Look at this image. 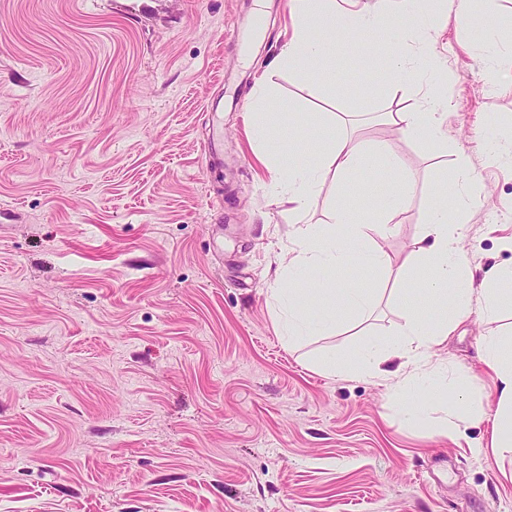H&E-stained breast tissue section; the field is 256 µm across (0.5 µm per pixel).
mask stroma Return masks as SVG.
<instances>
[{"label": "stroma", "mask_w": 512, "mask_h": 512, "mask_svg": "<svg viewBox=\"0 0 512 512\" xmlns=\"http://www.w3.org/2000/svg\"><path fill=\"white\" fill-rule=\"evenodd\" d=\"M289 0H0V512H512V455L491 446L495 378L481 339L512 331V305L473 313L434 362L448 386L429 420L401 421L387 384L358 356L426 298L346 270L376 299L333 328L284 341L267 294L275 256L335 205L371 223L376 198L403 192L376 157L328 177L288 217L258 154L297 162L324 145L330 115L357 110L363 135L404 158L416 190L385 243L406 260L436 171L466 152L484 187L461 245L476 270L512 266V93L493 87L483 31L441 18L440 89L453 99L445 146L379 125L413 103L378 82L368 53L336 42L335 82L266 64L288 36ZM271 109L313 117L305 143L251 136L258 83ZM223 128L224 164L205 146ZM348 369L331 375L323 360ZM482 409L442 435L449 407Z\"/></svg>", "instance_id": "stroma-1"}]
</instances>
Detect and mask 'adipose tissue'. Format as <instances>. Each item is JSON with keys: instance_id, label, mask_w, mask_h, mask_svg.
Instances as JSON below:
<instances>
[{"instance_id": "ef3b65f1", "label": "adipose tissue", "mask_w": 512, "mask_h": 512, "mask_svg": "<svg viewBox=\"0 0 512 512\" xmlns=\"http://www.w3.org/2000/svg\"><path fill=\"white\" fill-rule=\"evenodd\" d=\"M472 0H376L374 6L362 0H289L291 36L279 49L274 66L313 79L326 73V55L331 38L342 36L357 48L367 47L381 28L393 26L389 41L385 78L395 89L419 88L416 104L400 112L387 113L389 123L406 138L435 144L444 139V121L452 103L447 96L429 93L438 84L440 70L434 59L435 45L443 34L433 20L434 11L454 13L462 26L478 25L485 31L484 51L497 60L504 41L499 27L487 13L474 12ZM254 136L265 141L289 128L297 139H304L309 127L307 113L289 109L287 114L269 111L267 95L255 91L248 104ZM328 142L310 160L298 164L276 154H268L266 166L278 203L289 213L306 211L313 204L329 173L348 177L358 172L370 153H377L380 166L397 174L407 189H414L412 169L384 146L348 133L342 125L326 129ZM450 191H437L425 210L408 261L391 269L383 243L393 233L392 221L406 204L403 197L386 193L377 204L374 223L358 224L342 206L334 207L332 224L307 225L299 232L293 249L278 260L279 273L268 288L271 299L283 316L282 336L291 339L311 336L325 330L303 304L300 289L293 280L308 277L312 293L323 306L342 305L351 312L365 314L374 305L373 295L338 279L337 270L361 264L377 274L392 278L402 289H414L440 305L431 318L410 316L387 341H371L361 353L359 371L369 378L381 377L384 355L401 358L403 370L397 373L390 391L400 397L399 414L404 423L418 425L429 417L427 406L406 402L407 394L432 390L448 369L432 363L435 346L448 337L455 320L467 317L473 309L495 316L501 303L512 301V268L491 266L482 276L483 287L474 290L473 273L460 244L465 204L475 202L480 180L465 153L455 156ZM484 362L494 373L498 410L493 445L512 454V348L501 336L483 340Z\"/></svg>"}]
</instances>
